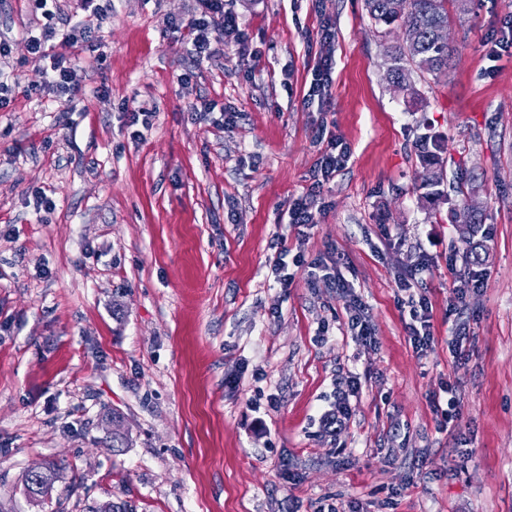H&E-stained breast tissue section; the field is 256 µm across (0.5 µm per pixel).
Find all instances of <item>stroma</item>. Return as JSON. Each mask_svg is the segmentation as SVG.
<instances>
[{
	"label": "stroma",
	"instance_id": "stroma-1",
	"mask_svg": "<svg viewBox=\"0 0 512 512\" xmlns=\"http://www.w3.org/2000/svg\"><path fill=\"white\" fill-rule=\"evenodd\" d=\"M466 4L449 7L447 73L398 92L364 0H224L237 27L199 64L179 29L198 0H112L66 100L42 92L24 39L42 17L0 0V512H512V52L489 55L512 0ZM326 20L336 67L308 105ZM139 108L154 117L137 139ZM323 122L351 157L317 224H293ZM426 133L445 141L449 197L428 195ZM473 200L488 260L458 361L448 308ZM282 233L336 261L375 345L306 265L270 284ZM422 261L435 342L419 354L396 281ZM353 373L349 425L329 436L321 416ZM452 396L448 419L434 404ZM113 412L129 447L105 440ZM46 465L59 477L29 501L25 475Z\"/></svg>",
	"mask_w": 512,
	"mask_h": 512
}]
</instances>
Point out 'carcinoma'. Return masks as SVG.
Here are the masks:
<instances>
[{"mask_svg":"<svg viewBox=\"0 0 512 512\" xmlns=\"http://www.w3.org/2000/svg\"><path fill=\"white\" fill-rule=\"evenodd\" d=\"M366 10L375 24L392 32V27L400 29L401 35L387 46L386 54L393 77L409 88L413 74L437 75L448 70L451 47L439 42L438 30L448 23V0H411L409 12L396 15L389 8V0H365ZM445 144L437 136H428L422 144V161L433 165ZM463 233L470 238V249L466 261L471 265L482 262L485 252L482 241L473 240L476 228L481 224V215L473 210L463 212Z\"/></svg>","mask_w":512,"mask_h":512,"instance_id":"1","label":"carcinoma"}]
</instances>
